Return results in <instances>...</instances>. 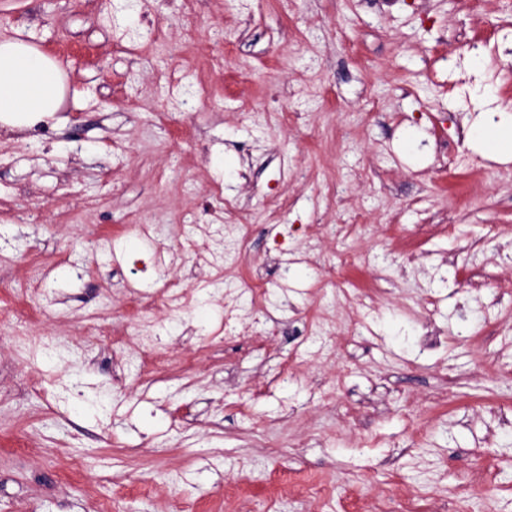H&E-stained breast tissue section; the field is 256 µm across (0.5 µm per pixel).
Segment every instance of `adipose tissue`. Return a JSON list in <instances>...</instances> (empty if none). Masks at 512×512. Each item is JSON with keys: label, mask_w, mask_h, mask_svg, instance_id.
Masks as SVG:
<instances>
[{"label": "adipose tissue", "mask_w": 512, "mask_h": 512, "mask_svg": "<svg viewBox=\"0 0 512 512\" xmlns=\"http://www.w3.org/2000/svg\"><path fill=\"white\" fill-rule=\"evenodd\" d=\"M66 91L56 60L25 40L0 38V124L32 127L60 110ZM469 137L484 157L512 162V118L487 113L471 124Z\"/></svg>", "instance_id": "adipose-tissue-1"}]
</instances>
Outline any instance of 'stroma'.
Wrapping results in <instances>:
<instances>
[{
  "label": "stroma",
  "mask_w": 512,
  "mask_h": 512,
  "mask_svg": "<svg viewBox=\"0 0 512 512\" xmlns=\"http://www.w3.org/2000/svg\"><path fill=\"white\" fill-rule=\"evenodd\" d=\"M1 36L67 93L0 125L36 338L0 328V512H512V163L466 135L512 0H0Z\"/></svg>",
  "instance_id": "obj_1"
}]
</instances>
